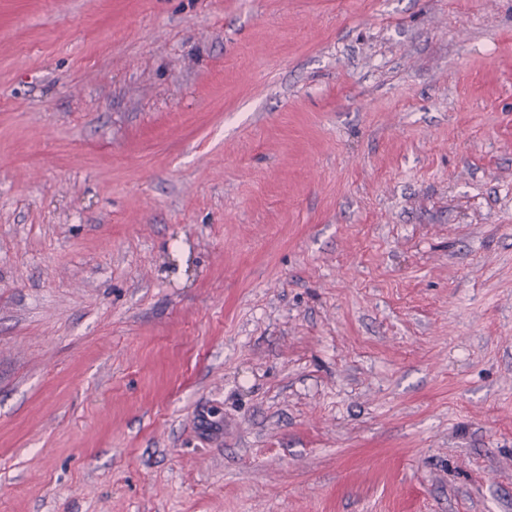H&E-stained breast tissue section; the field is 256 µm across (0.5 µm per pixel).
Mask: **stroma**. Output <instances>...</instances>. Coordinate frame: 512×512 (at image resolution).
I'll return each instance as SVG.
<instances>
[{"instance_id": "35a3bbf8", "label": "stroma", "mask_w": 512, "mask_h": 512, "mask_svg": "<svg viewBox=\"0 0 512 512\" xmlns=\"http://www.w3.org/2000/svg\"><path fill=\"white\" fill-rule=\"evenodd\" d=\"M0 512H512V0H0Z\"/></svg>"}]
</instances>
